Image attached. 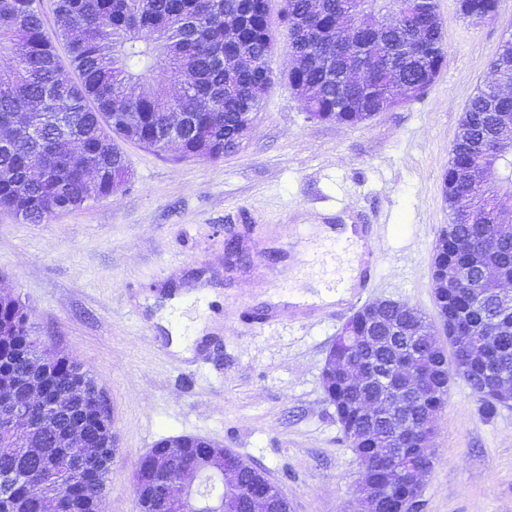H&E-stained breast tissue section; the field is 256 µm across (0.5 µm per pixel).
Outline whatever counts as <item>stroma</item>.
<instances>
[{
  "instance_id": "1",
  "label": "stroma",
  "mask_w": 512,
  "mask_h": 512,
  "mask_svg": "<svg viewBox=\"0 0 512 512\" xmlns=\"http://www.w3.org/2000/svg\"><path fill=\"white\" fill-rule=\"evenodd\" d=\"M447 61L422 96L356 125L309 119L284 78L281 0H270L279 80L237 148L217 161L124 144L130 175L112 195L42 224L0 209V290L18 294L49 354L88 370L111 413L117 455L99 512H137L138 459L165 438L198 436L264 470L291 512H354L364 470L321 374L344 300L390 299L435 316L431 266L448 223L442 180L468 99L512 35V0L473 23L436 0ZM321 224H360L374 244L342 300L297 314L305 285L345 259ZM190 296L176 350L163 312ZM284 316L261 332L253 311ZM463 383L434 420V464L418 512H512V408L491 417Z\"/></svg>"
}]
</instances>
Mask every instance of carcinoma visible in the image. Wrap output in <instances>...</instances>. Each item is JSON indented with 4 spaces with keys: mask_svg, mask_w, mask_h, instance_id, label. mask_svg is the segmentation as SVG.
<instances>
[{
    "mask_svg": "<svg viewBox=\"0 0 512 512\" xmlns=\"http://www.w3.org/2000/svg\"><path fill=\"white\" fill-rule=\"evenodd\" d=\"M38 0H0V208L40 224L55 210L69 211L93 197L109 196L126 181L122 144L152 151L165 149L167 135H181L182 152L215 160L237 147L251 129L274 76L269 60L275 39L268 23V0H55V25L47 32ZM291 67L288 85L309 116L357 125L383 110L395 95L400 103L418 96L409 90L441 71L447 51L436 12H420L416 0H283ZM501 0H464L467 18L494 17ZM395 9L379 31L346 23L365 11L384 15ZM238 21L235 37L226 22ZM65 43L78 81L63 77L55 43ZM334 60L336 73L324 66ZM495 73L512 81V35L491 62ZM512 96H497L481 86L466 104L443 175V198L450 222L435 247L436 276L464 272L471 288L434 291L438 318L465 316L466 328L455 361L436 347L434 325L421 311L383 304L374 316L353 320L356 332L375 343L358 350L378 366L415 356L428 386L410 405L415 425L432 415L435 386L462 381L479 397L483 414L500 402L485 366L472 356L489 351L490 370L512 375V299L495 294L498 281L512 277V224H498L493 247L478 240L479 224H497L512 204V154H502L512 137ZM500 155L501 180L485 177L487 158ZM483 268L496 281L480 275ZM40 337L26 306L11 292L0 293V395L36 390L47 399L67 392L59 423L32 431L34 450L22 452L4 438L0 447V512H98L115 446L110 419L103 416L100 393L80 365L66 356L53 358L57 375L39 361ZM343 417L344 435L365 470L362 493L374 512L383 496L406 493L413 473L431 468L433 458L418 453L397 476L378 461L379 448L391 447L402 419L391 414L361 416L355 403L372 399L379 385L356 389L331 376L323 386ZM57 455L59 482L29 494L40 481L36 467ZM224 458V448L200 437L166 438L153 448V463L136 466L139 512L153 502L172 499L167 472L190 470ZM229 485L228 512H252L247 493L274 482L245 459ZM262 512H289L288 500L273 494L261 500Z\"/></svg>",
    "mask_w": 512,
    "mask_h": 512,
    "instance_id": "cac0c4a2",
    "label": "carcinoma"
}]
</instances>
